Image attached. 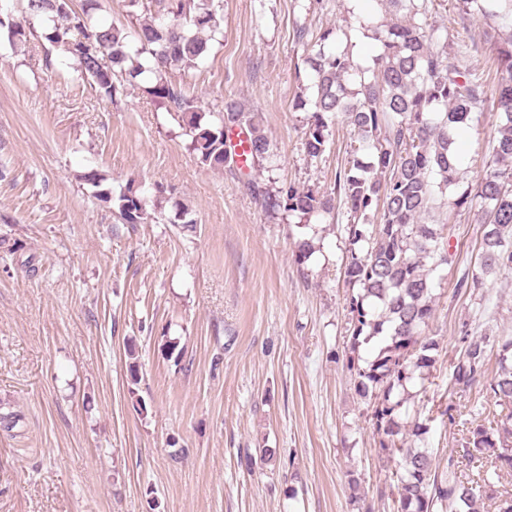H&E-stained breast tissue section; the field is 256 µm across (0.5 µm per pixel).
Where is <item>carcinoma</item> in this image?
Returning a JSON list of instances; mask_svg holds the SVG:
<instances>
[{"mask_svg":"<svg viewBox=\"0 0 512 512\" xmlns=\"http://www.w3.org/2000/svg\"><path fill=\"white\" fill-rule=\"evenodd\" d=\"M21 13L36 19L39 38L60 48L77 63L76 71L112 99L127 87L148 82L145 91L157 105L177 114L190 137L189 149L199 164L229 168L246 177L247 189L267 212L295 213L308 220L333 208L330 195L291 185L272 192L257 178L256 165L270 156V141L257 113L228 97L208 114L187 97L173 70L188 78L208 56L209 40L220 32L221 18L212 0H150L156 16L126 29L100 22V0H20ZM384 13L397 17L386 26L370 27L381 51L373 65L362 66L345 50L336 49L342 29L326 27L311 36L294 30L302 48V64L311 76L313 97H297L294 107H311L314 120L305 132L304 149L312 158L326 148L330 127L343 119L357 130L372 161L358 158L336 174V192L359 223L348 227L349 247L343 267L345 281L359 287L349 301L352 336L348 368L357 394L372 404V418L381 435L380 447L399 456L394 512H512V493L499 490L502 472L512 471V411L490 431L468 429L461 443L463 458L476 465L466 477L454 457L444 468L428 448L414 440L426 435L429 421L401 419L411 399L407 385L425 380L438 348L422 335L434 315L432 273L449 262L439 251L443 229L423 222L436 191L457 183L454 135L470 127L488 99L496 102L504 123L493 141L488 170L475 187L448 199L461 208L471 198L485 206L480 268H512V37L494 46L495 81L484 79L474 62L478 47L461 41L447 52L448 28L426 24L434 0H377ZM463 15H478L489 24L512 26V0H456ZM14 44L29 42L34 31L11 17L0 16V30ZM125 224L144 223L146 201L133 187L118 197ZM378 223L364 227L370 216ZM375 341L372 359L359 347ZM485 336L470 340L454 364L456 383L470 386L485 373ZM498 371L488 384L490 397L512 404V336H500Z\"/></svg>","mask_w":512,"mask_h":512,"instance_id":"cac0c4a2","label":"carcinoma"}]
</instances>
